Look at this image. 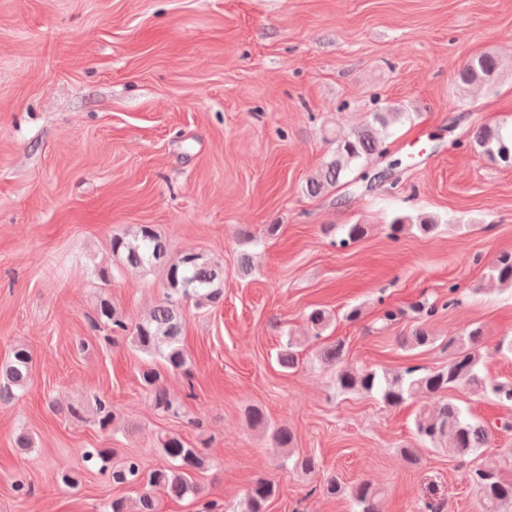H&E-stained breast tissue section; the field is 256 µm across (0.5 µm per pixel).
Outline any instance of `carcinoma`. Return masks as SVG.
Segmentation results:
<instances>
[{"instance_id": "carcinoma-1", "label": "carcinoma", "mask_w": 512, "mask_h": 512, "mask_svg": "<svg viewBox=\"0 0 512 512\" xmlns=\"http://www.w3.org/2000/svg\"><path fill=\"white\" fill-rule=\"evenodd\" d=\"M499 77L498 59L485 53L461 65L455 85L464 92L475 85L492 86ZM388 136L386 113H373L372 120L365 126L336 140L333 154L307 180V194L317 197L337 186H351L373 177L367 170L368 164L386 154ZM460 146L512 167V129L503 125L478 124ZM366 234L364 224H345L342 237L334 240L333 245L345 249ZM111 250L112 256L129 268L145 272L157 267L164 269L165 296L138 322H128L105 296L97 300L95 314L99 325L112 334V339L125 338L133 348L149 357L151 364L140 373L141 384L151 394L156 410L178 417L184 414L183 403L167 390L165 377L168 373L191 375L181 344L184 321L180 305L189 301L203 309L218 303L223 296L224 265L195 250L170 257L160 234L152 226L143 224L112 236ZM490 276L500 284L512 286L511 251L496 257L490 266ZM307 320L319 337L330 325L331 315L323 308H315L308 313ZM484 335L483 327L474 325L459 336L448 337L450 358L448 366L440 369L410 365L393 373H380L358 367L347 362L346 344L341 339L325 344L320 350V359L335 369L336 388L342 393L375 392L383 403L392 407L419 394L437 398L433 410H422L415 416L413 431L420 447L399 449L402 459L416 465L421 449H444L449 456L469 463L462 477L479 489L481 512H512V479L503 475L495 459L484 454L495 441V428L474 419L452 397L456 390H467L512 407V381L493 382L482 373ZM436 341L437 337L423 325L412 327L408 335L400 337V345L409 349L429 348ZM297 348L298 339L288 336L277 352V364L285 370L297 368ZM31 377L32 356L27 349L19 347L0 365V399L15 398L16 392L28 386ZM95 402L96 424L107 430L115 420V412L109 402L99 398ZM245 419L251 427L268 432L276 447H292V431L286 425L271 423L261 407H249ZM156 448L169 465L147 469L138 458L128 457L116 467L110 465L113 454L110 448H88L83 452L85 459L100 464L101 471L109 472L112 482L143 488L135 504L115 498L106 507L107 512H158L157 492L172 499L201 494L191 473L206 466L207 459L202 451L188 445L176 433L159 436ZM277 491L273 481L256 479L247 492L244 512H267L268 503ZM350 498L355 512H379L381 489L370 481H362L350 489Z\"/></svg>"}]
</instances>
